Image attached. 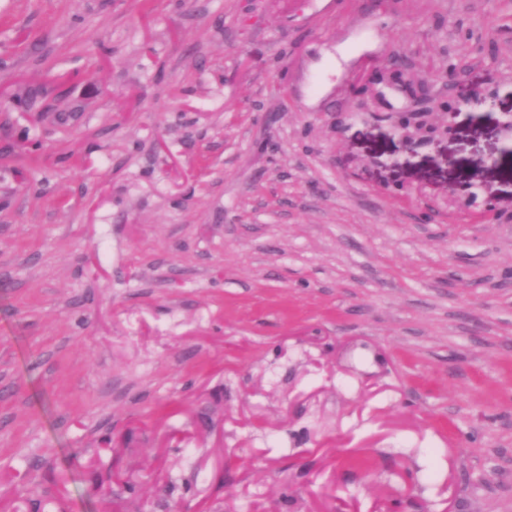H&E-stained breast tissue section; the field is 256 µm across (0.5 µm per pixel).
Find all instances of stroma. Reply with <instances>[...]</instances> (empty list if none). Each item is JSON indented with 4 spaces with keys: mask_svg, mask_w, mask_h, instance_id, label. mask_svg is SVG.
Segmentation results:
<instances>
[{
    "mask_svg": "<svg viewBox=\"0 0 512 512\" xmlns=\"http://www.w3.org/2000/svg\"><path fill=\"white\" fill-rule=\"evenodd\" d=\"M506 113L512 0H0V512H512ZM489 96L482 90L477 88H468L462 94L453 98L448 102V112H444V122L447 124V130L453 128L455 119L463 112V109H473L486 105Z\"/></svg>",
    "mask_w": 512,
    "mask_h": 512,
    "instance_id": "1",
    "label": "stroma"
}]
</instances>
